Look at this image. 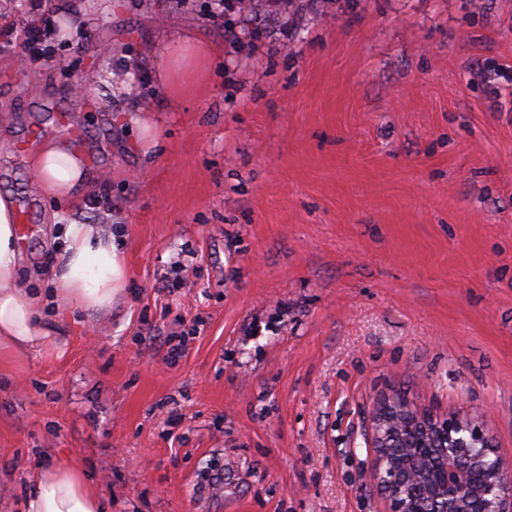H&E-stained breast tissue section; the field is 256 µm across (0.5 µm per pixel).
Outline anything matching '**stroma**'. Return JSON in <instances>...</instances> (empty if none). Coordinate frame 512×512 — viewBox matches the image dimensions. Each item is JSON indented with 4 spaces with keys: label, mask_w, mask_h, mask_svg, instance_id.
<instances>
[{
    "label": "stroma",
    "mask_w": 512,
    "mask_h": 512,
    "mask_svg": "<svg viewBox=\"0 0 512 512\" xmlns=\"http://www.w3.org/2000/svg\"><path fill=\"white\" fill-rule=\"evenodd\" d=\"M72 2L0 0V33L68 27L48 64L0 36V193L30 204L21 286L72 223L120 225L126 285L0 354V512L50 460L105 512H387L369 419L395 393L512 461V0ZM50 137L89 191L38 188Z\"/></svg>",
    "instance_id": "35a3bbf8"
}]
</instances>
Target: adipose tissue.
<instances>
[{"label": "adipose tissue", "instance_id": "adipose-tissue-1", "mask_svg": "<svg viewBox=\"0 0 512 512\" xmlns=\"http://www.w3.org/2000/svg\"><path fill=\"white\" fill-rule=\"evenodd\" d=\"M40 190L58 198L73 196L91 182L90 170L67 140H44L31 160ZM64 249L52 271L58 298L66 308L97 312L111 308L123 292L126 269L115 235L93 224L62 227ZM21 249L16 210L0 195V350L21 354L55 345L57 334L39 311L34 293L20 288ZM100 497L84 472L50 463L34 477L24 512H103Z\"/></svg>", "mask_w": 512, "mask_h": 512}]
</instances>
